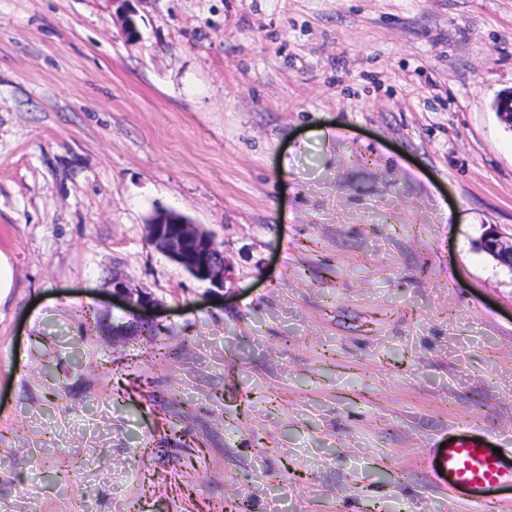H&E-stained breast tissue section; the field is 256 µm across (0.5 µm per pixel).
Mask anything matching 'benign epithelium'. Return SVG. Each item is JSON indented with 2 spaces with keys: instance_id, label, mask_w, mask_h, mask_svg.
Instances as JSON below:
<instances>
[{
  "instance_id": "7a95c632",
  "label": "benign epithelium",
  "mask_w": 512,
  "mask_h": 512,
  "mask_svg": "<svg viewBox=\"0 0 512 512\" xmlns=\"http://www.w3.org/2000/svg\"><path fill=\"white\" fill-rule=\"evenodd\" d=\"M122 30L130 39L138 36L131 0H112ZM499 120L512 130V89L500 93L493 104ZM150 242L180 265L193 278L209 284L213 291H221L228 279L229 268L224 251L211 233L184 216L157 211L147 221ZM480 247L500 265L512 270V239L505 241L495 231H487ZM112 297L130 308L148 311L155 306L146 292L133 288L126 281L112 279Z\"/></svg>"
}]
</instances>
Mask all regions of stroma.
<instances>
[{"instance_id": "stroma-1", "label": "stroma", "mask_w": 512, "mask_h": 512, "mask_svg": "<svg viewBox=\"0 0 512 512\" xmlns=\"http://www.w3.org/2000/svg\"><path fill=\"white\" fill-rule=\"evenodd\" d=\"M132 7L130 40L112 0H0V512H481L422 459L512 438V271L479 247L512 236V0ZM150 242L193 278L215 292L229 278L224 251L211 233L184 216L157 211L147 221ZM113 297L130 308L143 311H148L156 305L154 299L148 293L131 287L129 283L119 278L112 279Z\"/></svg>"}]
</instances>
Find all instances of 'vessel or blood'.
Returning <instances> with one entry per match:
<instances>
[{
  "mask_svg": "<svg viewBox=\"0 0 512 512\" xmlns=\"http://www.w3.org/2000/svg\"><path fill=\"white\" fill-rule=\"evenodd\" d=\"M427 465L450 495L466 496L485 507L512 489V446L484 432L462 430L448 437L445 449L428 450Z\"/></svg>",
  "mask_w": 512,
  "mask_h": 512,
  "instance_id": "obj_1",
  "label": "vessel or blood"
}]
</instances>
